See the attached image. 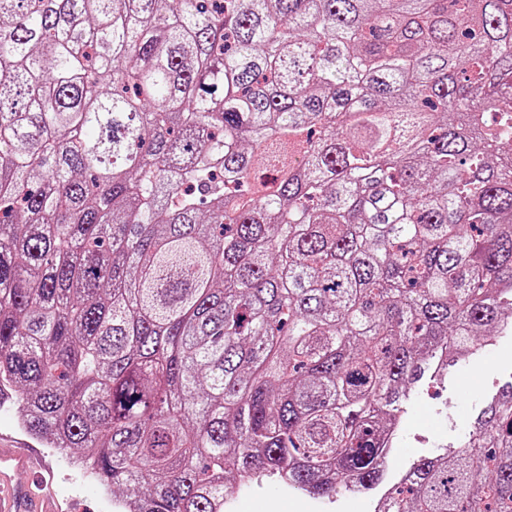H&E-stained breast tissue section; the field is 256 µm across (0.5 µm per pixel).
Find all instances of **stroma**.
I'll list each match as a JSON object with an SVG mask.
<instances>
[{
	"label": "stroma",
	"instance_id": "stroma-1",
	"mask_svg": "<svg viewBox=\"0 0 512 512\" xmlns=\"http://www.w3.org/2000/svg\"><path fill=\"white\" fill-rule=\"evenodd\" d=\"M510 381L512 331L506 330L457 366L417 384L402 405L387 464L371 497L353 503L341 493L316 502L282 493L270 480L261 479L252 483L247 495L235 499L233 508L235 512H257L256 503L265 502L267 512H372L374 499L385 494L419 459L458 451L469 436L471 421ZM42 455L63 512H112L98 485L72 469L65 453L46 448Z\"/></svg>",
	"mask_w": 512,
	"mask_h": 512
}]
</instances>
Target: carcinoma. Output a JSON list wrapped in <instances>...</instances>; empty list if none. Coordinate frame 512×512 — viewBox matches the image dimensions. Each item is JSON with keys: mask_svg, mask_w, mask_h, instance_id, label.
I'll return each instance as SVG.
<instances>
[{"mask_svg": "<svg viewBox=\"0 0 512 512\" xmlns=\"http://www.w3.org/2000/svg\"><path fill=\"white\" fill-rule=\"evenodd\" d=\"M512 0H0V393L135 512L381 478L512 327ZM385 512H512V383Z\"/></svg>", "mask_w": 512, "mask_h": 512, "instance_id": "cac0c4a2", "label": "carcinoma"}]
</instances>
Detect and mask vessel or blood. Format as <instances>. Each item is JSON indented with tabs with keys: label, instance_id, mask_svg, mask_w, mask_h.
Wrapping results in <instances>:
<instances>
[{
	"label": "vessel or blood",
	"instance_id": "obj_1",
	"mask_svg": "<svg viewBox=\"0 0 512 512\" xmlns=\"http://www.w3.org/2000/svg\"><path fill=\"white\" fill-rule=\"evenodd\" d=\"M33 450H19L0 433V512H55L48 479ZM20 473L30 474L28 483L17 482Z\"/></svg>",
	"mask_w": 512,
	"mask_h": 512
}]
</instances>
